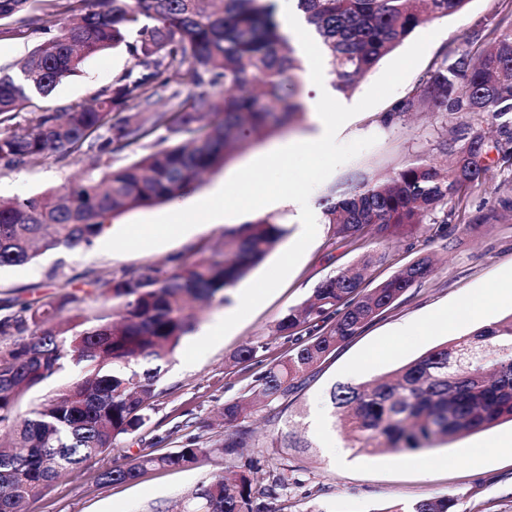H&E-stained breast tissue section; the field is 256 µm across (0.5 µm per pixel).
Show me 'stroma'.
<instances>
[{
    "label": "stroma",
    "mask_w": 512,
    "mask_h": 512,
    "mask_svg": "<svg viewBox=\"0 0 512 512\" xmlns=\"http://www.w3.org/2000/svg\"><path fill=\"white\" fill-rule=\"evenodd\" d=\"M498 22L512 28V0H468L463 11L417 27L415 36L430 32L435 35L422 60L392 95L349 119L342 133L343 142L372 136L375 144L339 166L318 185L312 192L314 201L322 202L338 189L384 178L419 159L449 163L462 144L461 132L467 117L429 106L399 112L395 106L414 94L434 63L467 49L475 29ZM133 63L126 46L103 52L88 61L84 73L60 84L49 97L33 98L32 105L63 110L78 101H92ZM314 130L306 116L291 128L249 142L219 170L193 183L187 200L197 202L209 197L217 183L228 180L275 145L307 139ZM91 160V155L84 154L64 164L49 161L0 169V196L53 192L79 176ZM511 190L512 175L490 166L485 181L473 187L467 198L468 210L488 215V222L460 229L449 247L431 245L434 273L310 373L292 407L303 413L296 430L312 440L313 450L290 458L295 483L288 491L287 501L270 502L271 512H309L313 507L318 512H381L393 503L411 504L436 496L453 498L454 512H512V447L504 445L512 438L510 422L440 448L372 456L356 455L346 448L342 425L331 426L324 435L311 426L314 409L329 408V394L335 385L383 377L450 338L512 313V304L490 297L479 317L458 321L449 328L433 319L440 308L466 304L472 295L512 277V216L504 214L499 205L500 197ZM253 216L286 225L288 234L242 279L240 287L233 289L236 297L298 238L299 220L292 207L273 203L254 211ZM223 231V226L211 225L191 237L131 253L107 252L100 247L49 250L33 263L0 268V295L11 292L28 299L32 296L31 285L47 286L54 280L69 282L71 291L80 294L84 291L82 276L88 270L105 274L162 261L189 247L216 242ZM372 249L388 255L385 264L371 271L375 282L392 275L413 258L405 236L382 242L364 239L354 248L336 243L333 225L320 224L314 241L283 284L201 360L185 365L183 350H176L164 367L145 427L112 448L107 457L91 458L79 469L55 480L44 496L32 504L31 512H174L198 484L222 469V457H211L191 469L149 470L135 480L111 484L99 481L105 459L121 463L142 451H173L181 442L175 427L188 418L200 432L223 439L228 429L221 424L219 409L225 400L243 396L262 370L261 364L255 362L236 363L238 351L248 341L265 338L270 342L266 359L286 353L287 340L271 336L276 321L289 308L303 303L320 281L353 264L361 252ZM407 321L417 323L419 332L395 339L397 327Z\"/></svg>",
    "instance_id": "1"
}]
</instances>
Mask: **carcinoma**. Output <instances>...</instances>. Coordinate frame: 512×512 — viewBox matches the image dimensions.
<instances>
[{"instance_id":"obj_1","label":"carcinoma","mask_w":512,"mask_h":512,"mask_svg":"<svg viewBox=\"0 0 512 512\" xmlns=\"http://www.w3.org/2000/svg\"><path fill=\"white\" fill-rule=\"evenodd\" d=\"M468 0H297L317 39L336 91L346 93L421 23L461 11ZM44 37L27 54L20 74H0V168L63 163L89 151L96 159L139 142L154 150L128 165L64 184L48 195L0 197V267L22 266L47 250L89 246L112 217L182 197L194 181L221 167L240 145L263 140L303 114L302 61L281 31L276 0H0V42ZM129 45L133 68L104 89L97 103L75 102L62 112L41 108L18 129L13 120L35 97H48L86 62ZM477 51L462 50L432 66L413 96L397 107L427 103L449 112L498 122L486 139L468 128L455 164L445 169L418 160L393 175L349 188L322 201L336 236L386 239L420 225L450 202L461 203L484 180L486 157L512 172V29L471 35ZM224 89L217 96L211 90ZM168 93V107L154 98ZM479 224L485 216L444 213L424 239H451L452 221ZM288 234L260 218L225 227L221 240L170 256L161 263L124 267L84 277L85 299L56 285L32 300L0 298V430L12 447L0 448V512H31L30 505L66 470L101 455L149 420L162 367L195 329L189 301L229 300L235 288ZM386 253L362 254L354 265L321 281L302 305L272 329L292 343L265 365L250 394L224 402V423L236 430L218 441L187 434L177 450L142 453L101 473L103 483L136 479L148 468L184 469L214 455L224 469L211 474L182 502L181 512H267L266 501L288 496L287 463L261 481L240 469V448H255L253 418L262 411L283 426L270 447L305 452L294 436L289 398L308 374L416 284L432 274L421 255L375 287L366 271ZM269 342L244 345L237 360L265 355ZM71 366L81 375L20 413L32 392ZM330 402L349 428L346 447L374 455L436 448L463 436L512 422V315L450 339L398 367L385 379L335 387ZM446 496L396 504L383 512H453Z\"/></svg>"}]
</instances>
